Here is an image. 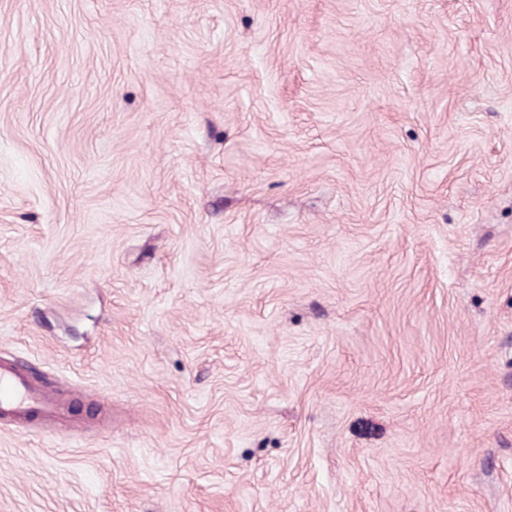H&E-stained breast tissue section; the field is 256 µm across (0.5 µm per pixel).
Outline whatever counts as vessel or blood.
Here are the masks:
<instances>
[{"label":"vessel or blood","mask_w":512,"mask_h":512,"mask_svg":"<svg viewBox=\"0 0 512 512\" xmlns=\"http://www.w3.org/2000/svg\"><path fill=\"white\" fill-rule=\"evenodd\" d=\"M58 409L54 397L34 387L11 363H0V420L49 417Z\"/></svg>","instance_id":"1"}]
</instances>
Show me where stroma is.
<instances>
[{
	"label": "stroma",
	"instance_id": "35a3bbf8",
	"mask_svg": "<svg viewBox=\"0 0 512 512\" xmlns=\"http://www.w3.org/2000/svg\"><path fill=\"white\" fill-rule=\"evenodd\" d=\"M0 512H512V0H0ZM59 409L54 397L34 387L11 363H0V420L49 417Z\"/></svg>",
	"mask_w": 512,
	"mask_h": 512
}]
</instances>
